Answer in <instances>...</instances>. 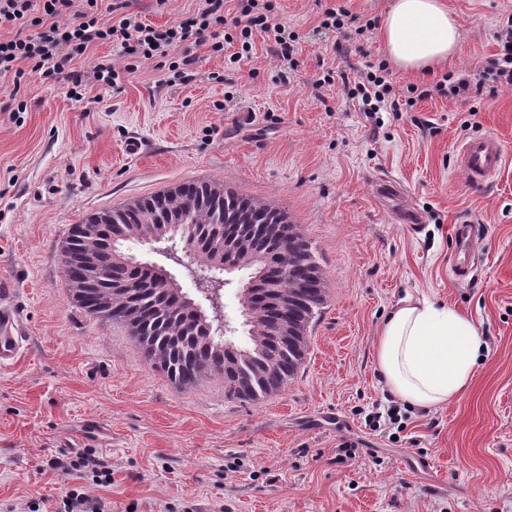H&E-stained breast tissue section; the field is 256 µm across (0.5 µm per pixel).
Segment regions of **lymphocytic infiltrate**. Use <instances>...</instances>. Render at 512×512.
Returning a JSON list of instances; mask_svg holds the SVG:
<instances>
[{
  "instance_id": "lymphocytic-infiltrate-1",
  "label": "lymphocytic infiltrate",
  "mask_w": 512,
  "mask_h": 512,
  "mask_svg": "<svg viewBox=\"0 0 512 512\" xmlns=\"http://www.w3.org/2000/svg\"><path fill=\"white\" fill-rule=\"evenodd\" d=\"M0 0V28L16 30L12 38L0 40V74L27 67L29 75L42 79L64 78L81 84L80 74L72 68L77 56L104 41L118 44L120 57L137 62L169 59L177 47L206 42L223 44L226 27L239 30L241 49L228 57L227 68L240 70L252 50L253 33H263L270 51L284 62H292L293 51L287 45L285 30L262 11L260 0H241L237 16L224 15V0H205L201 11L189 14L164 29L145 24L131 8L130 0H112L108 17L97 11L98 0ZM496 39L499 51L486 59L475 72L450 80H439L433 87L417 89L415 97L397 98L387 77L386 64L361 72L353 78L346 72L336 77L349 95L360 97L365 112L383 109L399 112L438 94L448 98L495 99L498 92L512 88V15L500 22Z\"/></svg>"
}]
</instances>
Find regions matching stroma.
Instances as JSON below:
<instances>
[{
    "label": "stroma",
    "mask_w": 512,
    "mask_h": 512,
    "mask_svg": "<svg viewBox=\"0 0 512 512\" xmlns=\"http://www.w3.org/2000/svg\"><path fill=\"white\" fill-rule=\"evenodd\" d=\"M269 2L295 39V67L258 37L232 82L207 43L185 47L198 59L189 77L145 62L110 88L89 77L112 58L107 41L76 60L80 87L0 77V289L24 335L17 359L0 366V512H60L78 485L112 512H512V89L365 115L325 76L386 60L378 30L390 0ZM447 2L462 37L441 71L459 75L498 52L512 0ZM200 3L132 8L167 27ZM339 6L363 34L323 27L324 8ZM485 134L501 140L506 162L475 190L458 147ZM383 176L401 196L377 192ZM187 181L281 211L323 272L297 375L257 402L227 399L212 377L173 386L121 324L73 303L63 275L71 225ZM409 210L418 224L405 222ZM459 224L475 227L461 277ZM408 297L472 318L487 348L458 397L402 407L393 425L384 414L398 399L374 343ZM89 421L107 431L89 445L112 469L104 486L50 466L69 460ZM350 444L352 460L339 454Z\"/></svg>",
    "instance_id": "stroma-1"
}]
</instances>
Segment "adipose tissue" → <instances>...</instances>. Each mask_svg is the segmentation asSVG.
Wrapping results in <instances>:
<instances>
[{
	"label": "adipose tissue",
	"instance_id": "1",
	"mask_svg": "<svg viewBox=\"0 0 512 512\" xmlns=\"http://www.w3.org/2000/svg\"><path fill=\"white\" fill-rule=\"evenodd\" d=\"M391 61L414 76L433 72L456 53L461 28L446 0H393L380 23ZM486 349L477 324L458 311L408 298L376 338L379 372L406 405H444L467 387Z\"/></svg>",
	"mask_w": 512,
	"mask_h": 512
}]
</instances>
